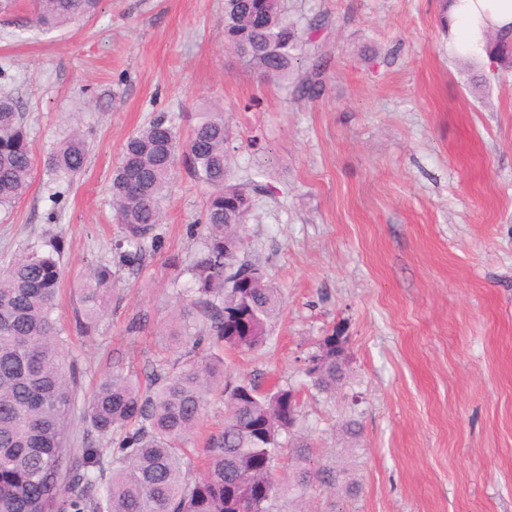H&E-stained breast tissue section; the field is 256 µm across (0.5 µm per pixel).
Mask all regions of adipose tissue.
Wrapping results in <instances>:
<instances>
[{"label": "adipose tissue", "mask_w": 512, "mask_h": 512, "mask_svg": "<svg viewBox=\"0 0 512 512\" xmlns=\"http://www.w3.org/2000/svg\"><path fill=\"white\" fill-rule=\"evenodd\" d=\"M449 19V53L481 56L486 33L512 31V0H450Z\"/></svg>", "instance_id": "1"}]
</instances>
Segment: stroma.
<instances>
[{
  "mask_svg": "<svg viewBox=\"0 0 512 512\" xmlns=\"http://www.w3.org/2000/svg\"><path fill=\"white\" fill-rule=\"evenodd\" d=\"M283 3L323 63L318 99L227 48L224 0H101L47 32L30 0H0V95L18 101L34 160L26 193L0 207V266L61 240L68 327L87 261L111 266L104 316L71 338L78 400L109 370L146 376L175 346L205 191L176 166L162 247L128 266L112 171L156 115L184 139L221 107L233 180L260 187L244 257L282 301L265 348L222 352L224 377L297 389L320 465L347 471L310 492L308 512H512V76L449 54L441 0ZM72 113L89 156L68 181L45 161ZM338 328L351 374L328 397L305 387L303 359ZM223 426L216 390L185 439L192 472Z\"/></svg>",
  "mask_w": 512,
  "mask_h": 512,
  "instance_id": "obj_1",
  "label": "stroma"
}]
</instances>
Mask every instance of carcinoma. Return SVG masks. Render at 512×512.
Wrapping results in <instances>:
<instances>
[{"label": "carcinoma", "mask_w": 512, "mask_h": 512, "mask_svg": "<svg viewBox=\"0 0 512 512\" xmlns=\"http://www.w3.org/2000/svg\"><path fill=\"white\" fill-rule=\"evenodd\" d=\"M98 0H34L33 24L62 28L91 12ZM266 21L255 24L254 11ZM228 48L262 78L287 81L302 97L322 93L320 65L296 82V67L308 43L284 15L282 0H224ZM490 64L512 71V37L493 35ZM228 130L222 113H196L189 139L181 144L172 119L154 118L126 141L112 174V206L120 227L115 249L122 262L160 245L164 198L177 160L207 188L200 248L187 268L192 288L181 316L197 312L202 328L175 360L162 358L146 386L122 371L100 380L83 408L84 447H72L76 401L83 369L55 316L62 282L61 245L46 252L28 248L0 268V512H273L291 495L298 509L317 483L338 482L342 471L316 466L310 444L288 423V386L262 392L254 383L224 381L223 360L209 348L254 351L266 343L268 324L280 309L276 289L259 265L238 258L252 208L250 193L230 181ZM89 144L78 127L49 154L55 173L79 175ZM33 169L18 101L0 97V206L26 193ZM112 290V269L88 262L75 326L95 331ZM321 361L303 369L311 388L336 393L350 360L336 365V334L322 337L307 355ZM223 387L224 428L206 441V467L185 478L190 458L184 438L202 420L208 395ZM123 431L116 452L121 465L107 473L102 442ZM292 453L278 462L282 437Z\"/></svg>", "instance_id": "obj_1"}]
</instances>
